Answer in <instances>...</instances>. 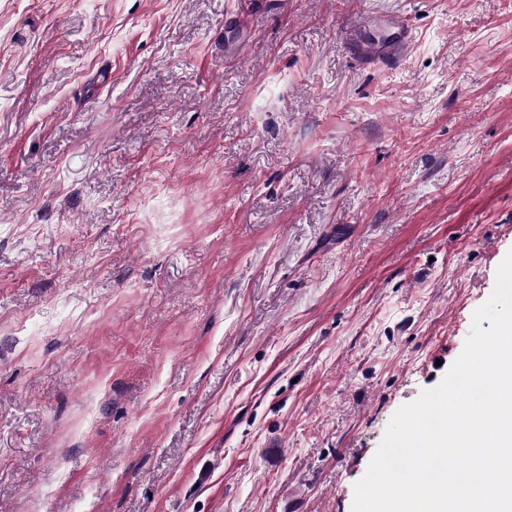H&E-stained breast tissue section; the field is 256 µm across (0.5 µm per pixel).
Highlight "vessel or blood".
Returning a JSON list of instances; mask_svg holds the SVG:
<instances>
[{"label":"vessel or blood","instance_id":"obj_1","mask_svg":"<svg viewBox=\"0 0 512 512\" xmlns=\"http://www.w3.org/2000/svg\"><path fill=\"white\" fill-rule=\"evenodd\" d=\"M382 36L359 43L355 53L358 61L375 68L389 69L404 61L409 54L414 32L406 17L389 16L378 20Z\"/></svg>","mask_w":512,"mask_h":512}]
</instances>
